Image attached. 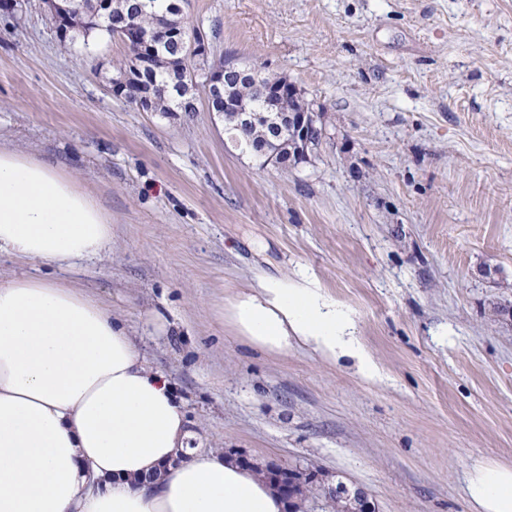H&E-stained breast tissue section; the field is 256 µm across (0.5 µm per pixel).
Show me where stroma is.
Returning a JSON list of instances; mask_svg holds the SVG:
<instances>
[{
    "instance_id": "obj_1",
    "label": "stroma",
    "mask_w": 512,
    "mask_h": 512,
    "mask_svg": "<svg viewBox=\"0 0 512 512\" xmlns=\"http://www.w3.org/2000/svg\"><path fill=\"white\" fill-rule=\"evenodd\" d=\"M187 27L322 109L309 162L258 169L195 92L144 112L109 79L126 49L64 45L37 0L0 12V144L61 167L112 217L73 267L0 253V279L100 301L169 377L199 451L336 481L377 512H471L466 476L512 465V0H187ZM304 273L380 369L262 352L224 318Z\"/></svg>"
}]
</instances>
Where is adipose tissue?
I'll use <instances>...</instances> for the list:
<instances>
[{
  "instance_id": "obj_1",
  "label": "adipose tissue",
  "mask_w": 512,
  "mask_h": 512,
  "mask_svg": "<svg viewBox=\"0 0 512 512\" xmlns=\"http://www.w3.org/2000/svg\"><path fill=\"white\" fill-rule=\"evenodd\" d=\"M112 218L60 167L0 146V251L64 266L106 255ZM237 336L272 354L363 351L351 312L305 275L231 299ZM168 377L102 304L60 282L0 281V512H283L252 469L201 453ZM474 512H512V466L476 462Z\"/></svg>"
}]
</instances>
